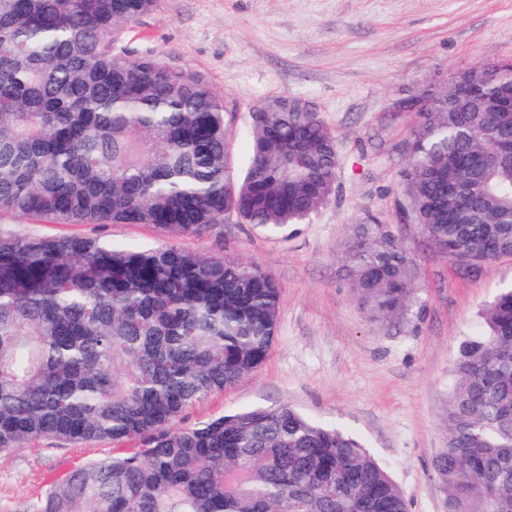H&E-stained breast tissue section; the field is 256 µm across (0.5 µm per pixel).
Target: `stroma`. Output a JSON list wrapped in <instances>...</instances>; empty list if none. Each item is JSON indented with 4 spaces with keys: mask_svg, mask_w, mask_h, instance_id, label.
Masks as SVG:
<instances>
[{
    "mask_svg": "<svg viewBox=\"0 0 512 512\" xmlns=\"http://www.w3.org/2000/svg\"><path fill=\"white\" fill-rule=\"evenodd\" d=\"M115 48L191 69L223 95L237 164L250 151L249 112L269 96L312 103L336 133L341 191L309 223L278 238L227 224L221 235L184 240L259 265L279 287L280 317L262 368L188 408L180 426L285 402L360 438L410 512H448L433 460L452 364L461 340L479 331L483 305L512 284V258L469 271L437 254L417 225L397 222L404 141L417 120L404 105L418 88L512 61V0H157L122 28ZM372 217L390 224L420 265L413 312L399 323L371 322L342 271L351 225ZM0 233L163 242L144 225L9 215L0 216ZM121 451L37 438L0 454V512H23L53 481Z\"/></svg>",
    "mask_w": 512,
    "mask_h": 512,
    "instance_id": "obj_1",
    "label": "stroma"
}]
</instances>
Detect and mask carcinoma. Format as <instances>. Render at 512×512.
Masks as SVG:
<instances>
[{
  "mask_svg": "<svg viewBox=\"0 0 512 512\" xmlns=\"http://www.w3.org/2000/svg\"><path fill=\"white\" fill-rule=\"evenodd\" d=\"M157 0H0V215L143 224L155 248L86 236L0 235V453L26 441L135 440L50 485L32 512H409L355 436L282 403L179 427L183 412L256 373L280 315L253 263L178 241L249 224L279 236L336 196V136L309 102L250 113L240 172L224 97L196 72L114 49ZM512 63L476 89H422L397 212L436 252L480 268L512 257ZM453 173L458 193L441 177ZM358 303L408 318L420 277L387 224L351 225ZM460 345L433 466L450 512H512V286Z\"/></svg>",
  "mask_w": 512,
  "mask_h": 512,
  "instance_id": "cac0c4a2",
  "label": "carcinoma"
}]
</instances>
